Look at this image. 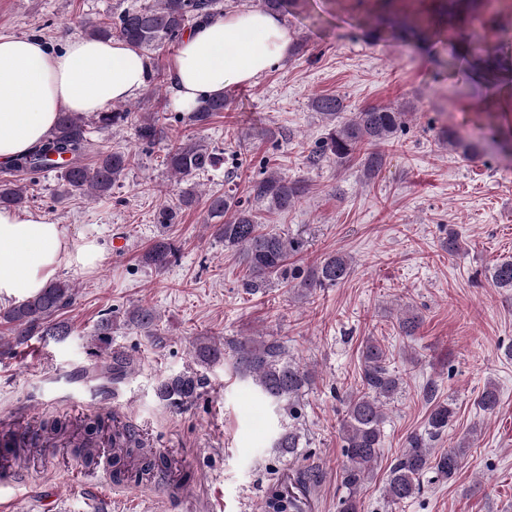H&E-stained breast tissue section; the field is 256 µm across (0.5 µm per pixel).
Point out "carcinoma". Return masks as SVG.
Instances as JSON below:
<instances>
[{"instance_id": "cac0c4a2", "label": "carcinoma", "mask_w": 512, "mask_h": 512, "mask_svg": "<svg viewBox=\"0 0 512 512\" xmlns=\"http://www.w3.org/2000/svg\"><path fill=\"white\" fill-rule=\"evenodd\" d=\"M471 14V20L481 24L492 18L495 0H452ZM219 0H153L139 7L127 8L109 23L100 22L85 29L90 38L108 39L117 36L142 50L163 48L178 40L185 27L213 19L221 14ZM224 97L206 99L192 114L189 123L203 127L212 117L224 111ZM311 106L328 122L327 133L321 140L319 155L334 157L342 162L361 158L364 170L378 174L386 162V149L393 143L398 131L406 124V113L391 107L374 106L361 110L348 121H337L345 110L339 95L319 96ZM131 113L111 109L97 114L101 129L119 128L129 123ZM139 141L154 145L167 139L164 122L156 114H146L135 126ZM443 143L464 156H476L483 149L482 140L464 139L450 130L440 133ZM218 157L201 140L173 142L166 148V162L183 188L178 204L162 205L155 217L158 224L178 223L179 214L197 202V177L214 169ZM137 165L136 155L130 152L98 149L90 138L85 117L75 112L59 114L55 127L47 138L27 154L14 159L10 169L16 172L52 170L57 173L58 193L61 199L76 195L103 196ZM253 203L240 204L232 191L214 193L208 197V212L215 224L213 236L228 248L238 250L247 267L246 287L265 288L279 283L309 296L321 288L344 281L351 273L350 259L341 252L330 254L312 268H303L291 259L303 253L307 241L299 235L265 230L257 222V210L286 212L293 208L304 194V186L287 176L272 171L251 186ZM29 202L27 187L11 180L0 182V207L23 208ZM177 248L170 239H156L142 256V262L156 271L167 269L176 257ZM497 288L512 289V260L497 263L491 272ZM77 289L71 281L56 279L33 296L0 309V325L9 338H0V356L13 353L16 347L33 336H67L69 328L59 320L60 311L73 306ZM110 314L97 327L96 351L110 345L112 329L119 322ZM122 324L138 329L146 336L157 332L160 322L155 310L136 305L123 315ZM419 327L418 316L406 312L398 319L400 333L411 337ZM231 352L233 368L244 379H250L261 394L278 410L284 411L290 423L283 426L273 441L275 452L291 460L302 454L301 434L295 421L302 417L301 400L311 385V373L288 357L284 345L273 336L247 337L217 344L208 339L198 340L192 353V362L182 371L161 380L156 388L160 401L174 411L192 403L200 394L204 378L197 370L224 359ZM386 349L375 339L366 340L361 351L362 376L360 387L347 397L345 415L339 434L345 461L341 469V486L345 493L339 500V512H362L359 493L371 478L383 442V424L386 406L402 389V378L389 368ZM499 402L495 384L489 382L479 398L485 411H492ZM455 417L453 403L435 405L427 420L426 434L407 438L404 449L391 466L385 485V497L392 505L414 499L422 488L421 478L432 472L439 480L451 479L456 474L461 457L469 448L462 441L447 451L434 455L431 441L440 436ZM72 426L66 418L43 420L37 429L17 434L6 426L0 431V467L7 469L27 458L31 449L38 447L43 434H64ZM87 435L109 434L113 448L112 481L149 480L158 469L171 467L165 455L144 447L136 432L120 424L116 417L97 414L83 422ZM140 459V466L132 469L128 460ZM322 476L319 468L308 466L288 479L277 478L268 487L262 512H307L308 495L318 486Z\"/></svg>"}]
</instances>
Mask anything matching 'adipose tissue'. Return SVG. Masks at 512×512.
I'll list each match as a JSON object with an SVG mask.
<instances>
[{
	"label": "adipose tissue",
	"instance_id": "1",
	"mask_svg": "<svg viewBox=\"0 0 512 512\" xmlns=\"http://www.w3.org/2000/svg\"><path fill=\"white\" fill-rule=\"evenodd\" d=\"M291 40L281 17L236 11L184 35L170 68L175 108L193 112L204 99L250 85L283 59ZM149 71L139 49L121 39L70 38L58 50L37 34L0 35V163L45 140L59 113L94 115L142 90ZM94 243L71 249L48 217L0 208V303L19 302L53 279L62 263L93 267Z\"/></svg>",
	"mask_w": 512,
	"mask_h": 512
}]
</instances>
